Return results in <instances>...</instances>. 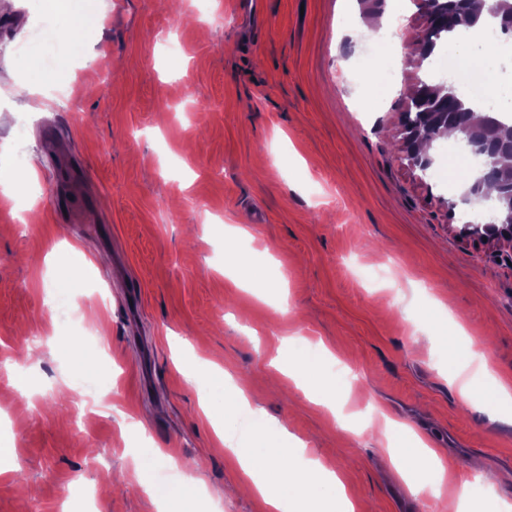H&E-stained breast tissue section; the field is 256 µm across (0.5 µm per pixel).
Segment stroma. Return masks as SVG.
I'll use <instances>...</instances> for the list:
<instances>
[{
  "label": "stroma",
  "mask_w": 512,
  "mask_h": 512,
  "mask_svg": "<svg viewBox=\"0 0 512 512\" xmlns=\"http://www.w3.org/2000/svg\"><path fill=\"white\" fill-rule=\"evenodd\" d=\"M239 2L82 0L99 23L81 59L42 0L0 9V174L19 184L0 193V444L14 453L0 512H156L138 488L99 491L132 475L136 452L166 473L155 448L196 459L208 487L240 481L186 381L187 341L246 379L252 406L342 476L357 512H457L460 465L497 476L476 478L473 498L512 506V414L480 399L490 378L512 384V242L457 237L468 208L450 216L436 201L452 194L450 168L434 165L422 185L400 160L401 94L426 77L413 64L420 0H263L258 20ZM391 27L394 89L380 96L362 79L364 54ZM35 56L56 72L43 92L25 78ZM228 224L247 237L225 239ZM228 256L256 292L225 277ZM93 284L104 323L78 349L70 317ZM455 310L492 377L474 359L448 383ZM34 336L40 356L11 376ZM284 337L294 356L326 347L356 380L327 367L325 407L272 394ZM90 371L100 406L83 415L57 389L85 394ZM389 418L432 439L448 467L440 493L409 492Z\"/></svg>",
  "instance_id": "stroma-1"
}]
</instances>
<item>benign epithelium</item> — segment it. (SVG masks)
Segmentation results:
<instances>
[{"label":"benign epithelium","mask_w":512,"mask_h":512,"mask_svg":"<svg viewBox=\"0 0 512 512\" xmlns=\"http://www.w3.org/2000/svg\"><path fill=\"white\" fill-rule=\"evenodd\" d=\"M427 28L448 27V22L476 24L485 13L501 20L504 30L512 31V0H423ZM408 102L420 104L427 119L412 128L401 126V161L413 172L425 176L435 163L434 143L448 136V101L452 94L446 86H427L417 82L406 92ZM463 141L470 153L480 160L491 154L512 155V126L492 125L483 116L472 112L464 128ZM484 176H474L458 196L448 202V208L457 203L492 213L488 224H462L458 234L467 239L489 243L512 241V170H502L497 185L498 194L483 190Z\"/></svg>","instance_id":"obj_1"}]
</instances>
